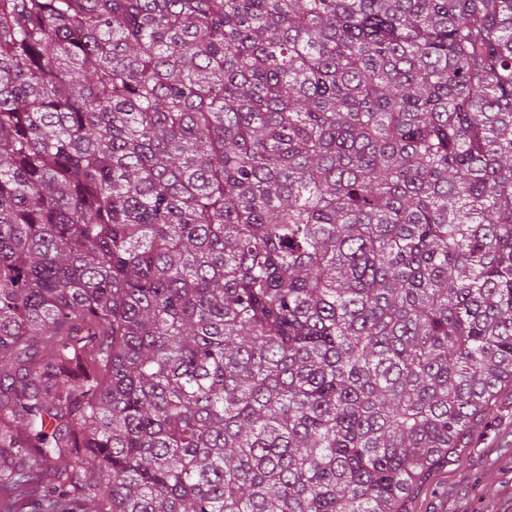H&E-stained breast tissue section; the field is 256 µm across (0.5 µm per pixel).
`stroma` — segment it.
I'll return each mask as SVG.
<instances>
[{
	"label": "stroma",
	"mask_w": 512,
	"mask_h": 512,
	"mask_svg": "<svg viewBox=\"0 0 512 512\" xmlns=\"http://www.w3.org/2000/svg\"><path fill=\"white\" fill-rule=\"evenodd\" d=\"M405 512H512V390L466 447L421 476Z\"/></svg>",
	"instance_id": "obj_1"
}]
</instances>
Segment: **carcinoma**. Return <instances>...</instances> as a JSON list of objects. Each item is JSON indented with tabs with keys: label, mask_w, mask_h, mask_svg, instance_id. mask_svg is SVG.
Segmentation results:
<instances>
[{
	"label": "carcinoma",
	"mask_w": 512,
	"mask_h": 512,
	"mask_svg": "<svg viewBox=\"0 0 512 512\" xmlns=\"http://www.w3.org/2000/svg\"><path fill=\"white\" fill-rule=\"evenodd\" d=\"M512 389V0H0L4 512H401Z\"/></svg>",
	"instance_id": "1"
}]
</instances>
